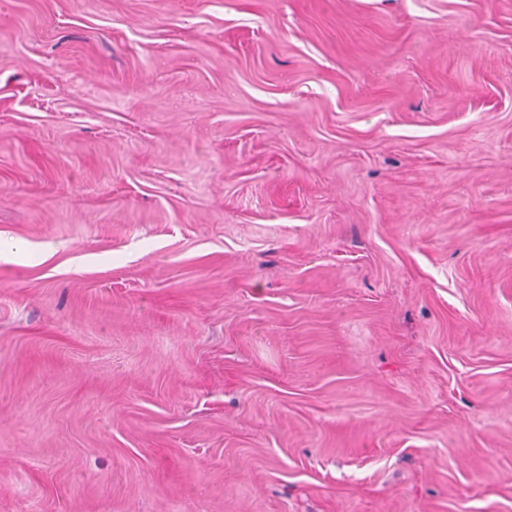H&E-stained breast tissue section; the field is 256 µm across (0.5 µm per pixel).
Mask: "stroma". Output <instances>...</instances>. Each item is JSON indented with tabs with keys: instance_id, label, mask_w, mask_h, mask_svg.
Listing matches in <instances>:
<instances>
[{
	"instance_id": "35a3bbf8",
	"label": "stroma",
	"mask_w": 512,
	"mask_h": 512,
	"mask_svg": "<svg viewBox=\"0 0 512 512\" xmlns=\"http://www.w3.org/2000/svg\"><path fill=\"white\" fill-rule=\"evenodd\" d=\"M0 512H512V0H0Z\"/></svg>"
}]
</instances>
